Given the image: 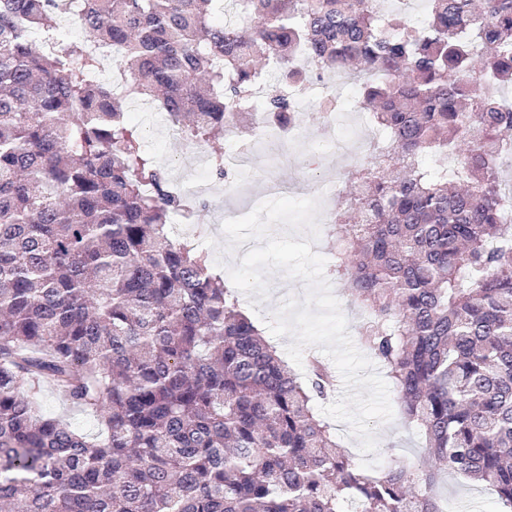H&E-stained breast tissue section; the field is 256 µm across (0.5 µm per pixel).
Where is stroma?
Listing matches in <instances>:
<instances>
[{"instance_id":"35a3bbf8","label":"stroma","mask_w":512,"mask_h":512,"mask_svg":"<svg viewBox=\"0 0 512 512\" xmlns=\"http://www.w3.org/2000/svg\"><path fill=\"white\" fill-rule=\"evenodd\" d=\"M299 116L303 123L301 139L270 140L257 154L253 168L231 171L223 180L211 168L208 156L214 151H225L227 144L224 140L202 145L183 141L175 135L165 112L148 104L130 105L127 120L138 127L146 150L165 167L170 180L186 196L204 198L209 204L202 223L171 225L172 237L181 241L186 234L197 233L195 245L208 253L210 260L220 259L226 265L236 266L240 264L243 253L228 250L222 230L224 216L228 213L237 217L245 215L264 201L265 179L298 183L318 177L336 182L339 191H346L348 170L366 162L365 147L360 140L353 138L350 128L344 126L337 128L335 134L351 141L352 159L326 152L323 143L328 131L321 113L305 107L300 109ZM229 181L243 184L244 193H225V184ZM40 402L44 413L64 417L88 437H96L103 430L97 417L70 407L50 387H42ZM391 404L392 420L374 427L380 463L384 466L397 463L416 471L423 470L427 464L424 438L407 421L399 399H392ZM440 496L446 501L447 512H498L500 508L491 487L453 474L442 477Z\"/></svg>"}]
</instances>
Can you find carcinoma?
<instances>
[{
  "instance_id": "carcinoma-1",
  "label": "carcinoma",
  "mask_w": 512,
  "mask_h": 512,
  "mask_svg": "<svg viewBox=\"0 0 512 512\" xmlns=\"http://www.w3.org/2000/svg\"><path fill=\"white\" fill-rule=\"evenodd\" d=\"M0 0V507L6 512H443L439 475L512 512V0H427L419 30L365 0ZM256 24L243 28L234 16ZM84 38L58 44L60 17ZM116 54L120 80H98ZM364 78L381 137L337 200L331 272L361 344L425 437L426 470L358 468L208 256L172 239L185 196L125 120L159 101L207 142L244 120L262 65ZM487 89L481 95L475 84ZM266 125L299 119L266 94ZM431 156L453 163L435 175ZM52 385L104 425L44 414Z\"/></svg>"
}]
</instances>
